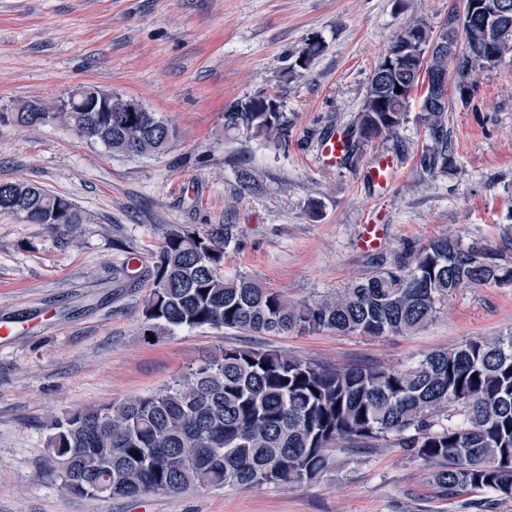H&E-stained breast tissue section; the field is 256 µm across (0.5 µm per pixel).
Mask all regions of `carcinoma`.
<instances>
[{
  "instance_id": "1",
  "label": "carcinoma",
  "mask_w": 512,
  "mask_h": 512,
  "mask_svg": "<svg viewBox=\"0 0 512 512\" xmlns=\"http://www.w3.org/2000/svg\"><path fill=\"white\" fill-rule=\"evenodd\" d=\"M445 31L460 35L463 52L426 56ZM396 43L403 56L388 70L386 87L369 82L355 136L346 138V160L357 145L398 133L409 98L396 87H407L421 65L454 73L460 100L473 96L489 54L512 51V23L494 36L482 21L459 14L438 30L416 18ZM268 101L230 105L224 131L277 142L288 137L283 113ZM124 106L114 96L110 112L65 115L35 101L30 109L1 112L0 121L36 128L65 118L81 139L131 158L171 149L177 131L166 119ZM420 121L428 137L423 167L448 170L447 109L423 105ZM0 214L70 240L85 221L69 199L25 182L0 183ZM231 239L229 224L170 229L155 255L144 320L254 334L383 336L422 329L461 288L512 282V266L496 254L443 237L395 256L332 297L291 301L222 270ZM374 441H390L430 468V483L445 497L489 491L512 498V331L432 351L404 369L331 367L278 350L226 348L158 392L68 413L51 424L46 448L65 492L106 499L311 484L329 467L333 445L366 448Z\"/></svg>"
}]
</instances>
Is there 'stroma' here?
<instances>
[{
    "mask_svg": "<svg viewBox=\"0 0 512 512\" xmlns=\"http://www.w3.org/2000/svg\"><path fill=\"white\" fill-rule=\"evenodd\" d=\"M462 10L463 0H0V112L95 85L178 131L167 154L133 159L61 123L0 122V182L39 184L88 217L71 243L0 215V321L14 326L0 338V512H512V500L487 492L442 497L428 467L385 441L337 445L311 485L106 500L63 496L45 447L66 412L157 391L224 348L405 368L512 329V286L495 284L441 302L418 332L379 337L152 330L142 316L154 253L174 226L232 225L224 271L294 301L340 291L442 236L512 265V52L477 74L470 100L449 89L447 173L421 166L416 97L396 136L332 170L316 159L326 132L349 129L404 26L418 17L438 28ZM312 41L323 50L300 67ZM255 96L280 102L287 142L225 133V107ZM380 160L396 168L385 187L367 174ZM369 224L378 240L368 247Z\"/></svg>",
    "mask_w": 512,
    "mask_h": 512,
    "instance_id": "1",
    "label": "stroma"
}]
</instances>
